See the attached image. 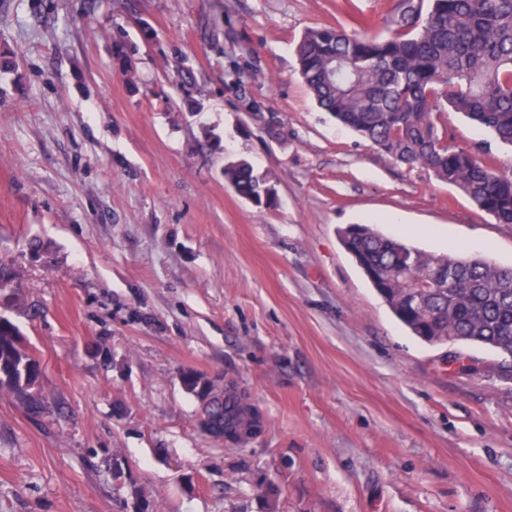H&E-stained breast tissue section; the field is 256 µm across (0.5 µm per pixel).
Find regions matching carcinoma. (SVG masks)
Segmentation results:
<instances>
[{
  "mask_svg": "<svg viewBox=\"0 0 512 512\" xmlns=\"http://www.w3.org/2000/svg\"><path fill=\"white\" fill-rule=\"evenodd\" d=\"M320 26L295 53L300 77L338 124L393 161L420 166L464 193L500 224H512V174L448 137L447 112H459L512 147V0H403L385 36ZM235 193L258 208L274 189L244 160L226 167ZM395 317L431 345H478L512 361V268L478 257L427 253L365 224L339 231ZM452 288L423 290L435 265ZM42 368L22 336L0 322V387L33 416L46 410ZM217 427L252 425L234 397L213 408Z\"/></svg>",
  "mask_w": 512,
  "mask_h": 512,
  "instance_id": "carcinoma-1",
  "label": "carcinoma"
}]
</instances>
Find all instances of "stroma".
<instances>
[{"instance_id":"stroma-1","label":"stroma","mask_w":512,"mask_h":512,"mask_svg":"<svg viewBox=\"0 0 512 512\" xmlns=\"http://www.w3.org/2000/svg\"><path fill=\"white\" fill-rule=\"evenodd\" d=\"M399 3L0 0V315L51 409L0 389V512H116V462L155 512H512L499 356L411 336L338 235L512 266V224L336 124L298 72L307 28L383 35ZM448 131L512 171L462 115ZM240 159L273 207L226 181ZM186 370L236 384L262 434L203 437Z\"/></svg>"}]
</instances>
